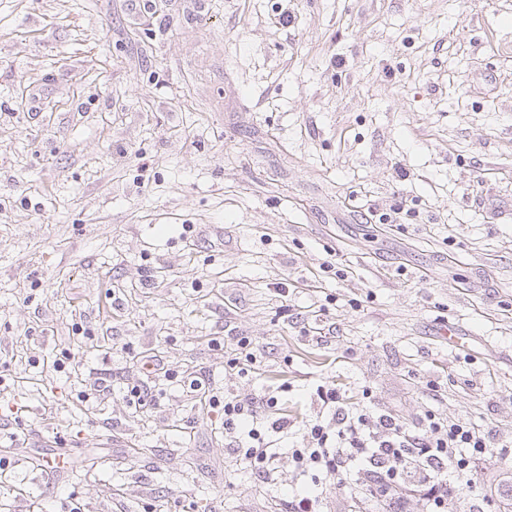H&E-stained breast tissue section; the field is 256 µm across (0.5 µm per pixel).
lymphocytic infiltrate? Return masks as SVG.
Wrapping results in <instances>:
<instances>
[{
  "mask_svg": "<svg viewBox=\"0 0 512 512\" xmlns=\"http://www.w3.org/2000/svg\"><path fill=\"white\" fill-rule=\"evenodd\" d=\"M316 395L323 412L303 421L302 445L290 451L299 466L315 470L313 488L295 494L288 512H320L332 485L351 495L369 489L400 508L408 493H418L434 512H447L448 491L462 485L468 459L494 449L484 429L473 423L430 411L420 424L411 426L389 412L350 406L332 386L318 387ZM209 402L223 404L226 434L250 440L249 446L237 449L236 463L253 468L263 482H273L281 456L276 436L294 426L287 417L264 422V410L275 407L277 397L221 401L213 396Z\"/></svg>",
  "mask_w": 512,
  "mask_h": 512,
  "instance_id": "1",
  "label": "lymphocytic infiltrate"
}]
</instances>
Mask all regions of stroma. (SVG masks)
<instances>
[{
	"instance_id": "35a3bbf8",
	"label": "stroma",
	"mask_w": 512,
	"mask_h": 512,
	"mask_svg": "<svg viewBox=\"0 0 512 512\" xmlns=\"http://www.w3.org/2000/svg\"><path fill=\"white\" fill-rule=\"evenodd\" d=\"M0 376V512H286L207 391L512 443V0H0Z\"/></svg>"
}]
</instances>
